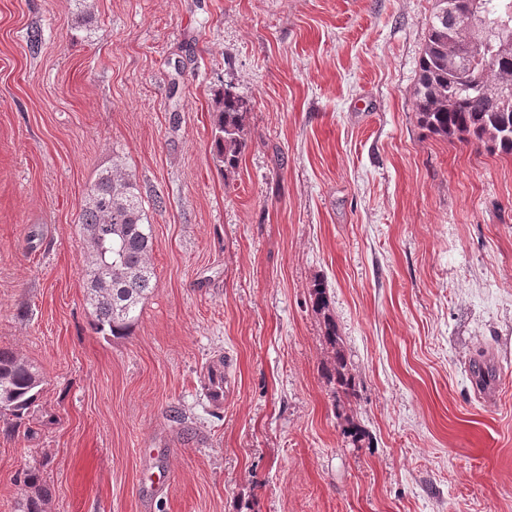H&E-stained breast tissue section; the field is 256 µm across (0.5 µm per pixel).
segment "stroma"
<instances>
[{
    "mask_svg": "<svg viewBox=\"0 0 512 512\" xmlns=\"http://www.w3.org/2000/svg\"><path fill=\"white\" fill-rule=\"evenodd\" d=\"M434 5L0 0V348L46 379L32 420L0 418V512L34 465L47 512H512V156L420 127ZM116 160L156 281L106 338L79 217ZM243 111L244 103L224 91L213 116L212 136L216 159L224 164L225 171L236 169L247 147ZM325 328L326 336L329 338L331 344L336 348L333 365L334 372L331 375L334 377V381L336 382L335 397L336 402L339 403L340 395L349 398L356 394V385L354 383V378H352V375L349 373L345 355L342 353L340 348L336 347L339 345L340 336H337L335 323L331 320H327ZM208 394L210 400L216 404L221 405L224 400V362L220 361L218 364H212L208 367Z\"/></svg>",
    "mask_w": 512,
    "mask_h": 512,
    "instance_id": "stroma-1",
    "label": "stroma"
}]
</instances>
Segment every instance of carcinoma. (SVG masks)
I'll return each instance as SVG.
<instances>
[{
    "label": "carcinoma",
    "instance_id": "obj_1",
    "mask_svg": "<svg viewBox=\"0 0 512 512\" xmlns=\"http://www.w3.org/2000/svg\"><path fill=\"white\" fill-rule=\"evenodd\" d=\"M428 40L420 60L416 109L420 125L443 138L472 141L490 153L512 155V0H435ZM244 103L226 91L213 116L216 159L229 171L247 147ZM80 224L88 250L87 305L94 331L123 337L135 325L155 278L150 262V225L131 175L112 162L87 192ZM335 395L356 394L345 355L336 350ZM208 394L224 400V363L208 367ZM44 376L9 349H0V416L20 423L38 407ZM26 495L17 512H45L49 490L40 469L25 470Z\"/></svg>",
    "mask_w": 512,
    "mask_h": 512
}]
</instances>
